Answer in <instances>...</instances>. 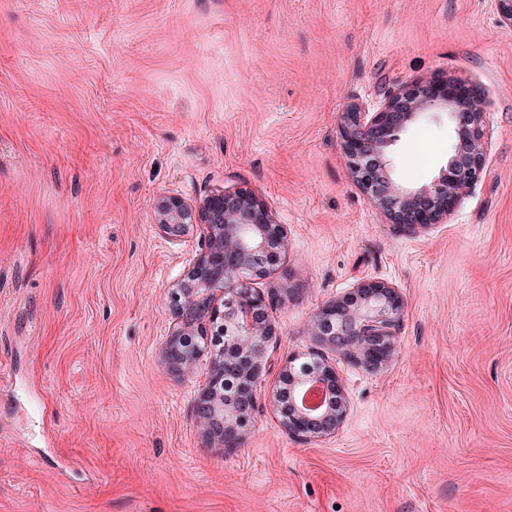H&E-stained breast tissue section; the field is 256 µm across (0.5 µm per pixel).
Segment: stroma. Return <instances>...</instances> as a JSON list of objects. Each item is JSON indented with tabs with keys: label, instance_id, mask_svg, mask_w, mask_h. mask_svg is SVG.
Segmentation results:
<instances>
[{
	"label": "stroma",
	"instance_id": "35a3bbf8",
	"mask_svg": "<svg viewBox=\"0 0 512 512\" xmlns=\"http://www.w3.org/2000/svg\"><path fill=\"white\" fill-rule=\"evenodd\" d=\"M456 76L484 170L412 233L350 177L338 115ZM445 114L391 147L430 184ZM254 191L288 228L258 286L276 335L240 447L207 445L195 374L161 359L199 249L162 194ZM376 280L393 357L336 369L350 411L306 444L271 408L316 313ZM0 512H512V29L493 0H0Z\"/></svg>",
	"mask_w": 512,
	"mask_h": 512
}]
</instances>
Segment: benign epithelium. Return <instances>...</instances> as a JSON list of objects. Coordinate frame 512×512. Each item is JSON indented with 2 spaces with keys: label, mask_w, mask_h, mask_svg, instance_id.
<instances>
[{
  "label": "benign epithelium",
  "mask_w": 512,
  "mask_h": 512,
  "mask_svg": "<svg viewBox=\"0 0 512 512\" xmlns=\"http://www.w3.org/2000/svg\"><path fill=\"white\" fill-rule=\"evenodd\" d=\"M438 111L448 115L458 139L448 165L428 186L397 182L387 160L391 147L417 119ZM339 132L351 177L368 201L391 223L416 230L447 219L448 210L464 199L482 173L485 100L454 77L440 82L420 78L401 86L373 112L348 107L340 114ZM153 215L169 237H183L195 229L202 233L187 273L169 289L173 329L161 348L162 359L175 371L192 373L211 345V326L220 322L224 331L237 336L235 358L228 362L224 350H218L196 404L204 435L220 447L237 448L243 423L255 410L254 386L265 371L263 344L276 336L267 315L270 299L256 288V281L269 275L286 251L287 227L263 199L246 189H229L198 201L162 194L153 202ZM403 307L396 288L364 280L353 294L320 310L312 324L320 348L309 351L311 361L301 365L300 355H288L279 372V382L291 380L290 403H281L278 390L272 396L289 435L311 443L339 430L349 411L347 392L324 349L340 350L370 372L380 370L395 353ZM227 371L242 382L237 405L224 403ZM312 383L331 394L318 414L299 401Z\"/></svg>",
  "instance_id": "benign-epithelium-1"
}]
</instances>
